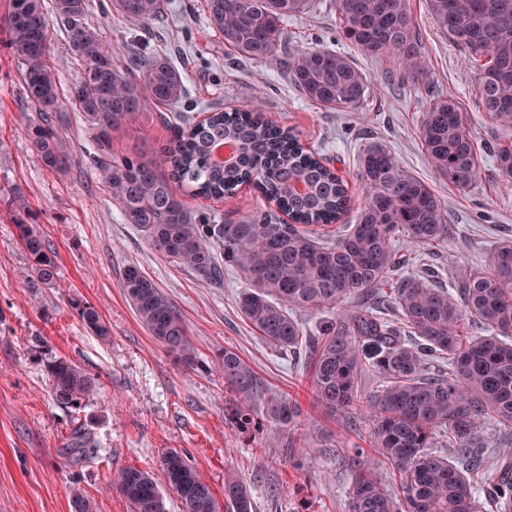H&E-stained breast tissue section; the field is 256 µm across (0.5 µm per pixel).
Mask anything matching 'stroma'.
Listing matches in <instances>:
<instances>
[{"instance_id": "35a3bbf8", "label": "stroma", "mask_w": 512, "mask_h": 512, "mask_svg": "<svg viewBox=\"0 0 512 512\" xmlns=\"http://www.w3.org/2000/svg\"><path fill=\"white\" fill-rule=\"evenodd\" d=\"M200 0H168L153 26L150 46L166 53L182 72L196 110L229 107L261 96L266 118L299 133L305 146L330 157L348 181L347 223L366 202L359 157L379 144L440 198L453 234L437 248L400 238L397 248L409 264L406 275L435 286L453 284L460 269L484 270L489 254L512 239V179L497 165L504 138L499 125L479 112L478 76L460 45L450 41L427 9L410 0L429 84L415 91L407 83L384 81L393 63L361 55L340 35L336 0H313L310 10L284 20L281 54L259 63L238 58L210 29ZM348 55L368 79L357 109L336 110L303 98L287 77L282 53L301 47ZM52 58L65 102L56 120L72 163L52 172L31 151L24 133L25 100L17 62L0 30V512H73L81 492L93 512H130L111 483L121 469L160 472L166 451L188 456L224 494L232 475L250 490L253 512H347L352 483L347 450L366 447L372 421L332 415L315 400L312 371L302 355L262 339L239 309L246 282L225 268L213 285L156 253L119 209L98 170L85 155L92 145L82 112L67 100L77 66L64 31L51 30ZM459 101L478 144L481 177L460 190L429 164L419 129L430 102ZM160 108L139 114L131 127L112 134V154L155 157L172 138ZM25 212H18V201ZM23 217L45 235L57 266L45 286L28 282L29 259L17 241L14 222ZM134 265L173 301L186 323L190 359L169 353L137 319L125 298L123 273ZM90 303L109 331L102 339L86 329L75 310ZM236 351L262 378L266 393L288 397L297 409L301 435L286 442L265 411L258 432L239 433L226 409L233 397L217 364L224 349ZM64 359L99 379L96 394L82 408L54 401L52 362ZM83 429L89 449L75 451L74 429Z\"/></svg>"}]
</instances>
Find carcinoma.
I'll return each instance as SVG.
<instances>
[{
  "label": "carcinoma",
  "instance_id": "cac0c4a2",
  "mask_svg": "<svg viewBox=\"0 0 512 512\" xmlns=\"http://www.w3.org/2000/svg\"><path fill=\"white\" fill-rule=\"evenodd\" d=\"M441 30L468 50L478 72L479 111L499 126L512 127V0H427ZM8 0L4 29L20 65L30 115L24 125L33 155L52 171H64L69 156L52 116L60 108L50 49V26L63 28L70 56L80 62L69 99L94 130L92 164L127 224L149 245L205 282L224 280V267L250 285L239 299L244 318L270 344L308 350L318 402L331 411L367 408L373 419L369 448H354L348 512H512V452L482 449L484 428L512 433V241L500 244L484 271L459 276L456 294L413 277L396 276L400 259L394 238L414 243L445 242L448 217L429 184L404 170L380 145L360 157L366 203L355 223L332 235L318 229L339 224L348 210L343 176L306 148L299 134L264 119L258 100L198 120L181 111L187 97L182 73L162 54L144 53L124 64L89 23L94 0ZM311 0H204L209 27L224 46L250 61L277 55L280 23L308 12ZM165 9L164 0H110V11L144 29ZM345 41L371 58L390 55L398 69L387 80L426 85L409 0H337ZM301 94L326 108L355 109L366 97L367 77L349 57L308 47L283 59ZM173 112L176 133L160 158L115 159L112 131L132 123L145 100ZM235 146L226 162L215 148ZM427 159L448 182L465 188L480 176L476 142L452 98L433 101L420 126ZM501 173L512 177V139L497 146ZM254 185L288 215L289 224L256 211L233 220L218 211L192 209L186 198L228 199ZM30 265L28 277L55 280L52 252L35 224H15ZM122 288L140 323L168 351L189 354L185 323L171 299L135 265L124 271ZM386 299L399 312L396 325L378 314ZM353 309H344L351 302ZM320 313L321 341L310 343L302 317ZM82 324L107 336L97 309L77 307ZM448 373L430 376L435 359ZM224 388L236 396L229 419L242 430L255 425V401L264 395L252 366L237 352L221 355ZM365 372L379 380L368 396L358 390ZM53 399L79 408L96 391V379L59 359L50 368ZM280 435L296 436V408L284 396L267 398ZM447 435L450 456L434 441ZM399 482L400 498L379 481L376 465ZM165 485L148 470L129 466L116 488L131 512H165V493L183 512H253L239 479L224 480V503L187 456L163 457Z\"/></svg>",
  "mask_w": 512,
  "mask_h": 512
}]
</instances>
